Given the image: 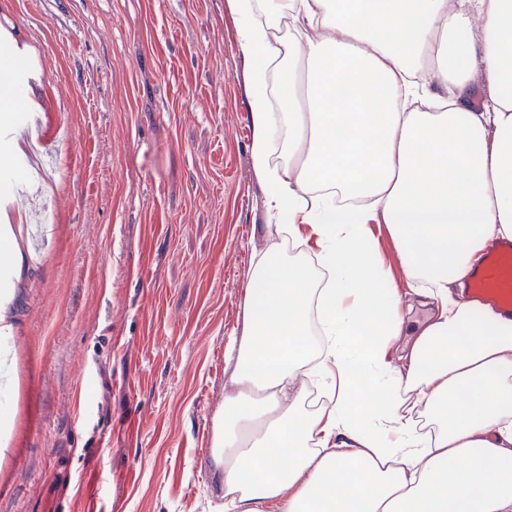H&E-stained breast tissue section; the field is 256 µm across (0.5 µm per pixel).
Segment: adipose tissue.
Returning a JSON list of instances; mask_svg holds the SVG:
<instances>
[{"instance_id":"obj_1","label":"adipose tissue","mask_w":512,"mask_h":512,"mask_svg":"<svg viewBox=\"0 0 512 512\" xmlns=\"http://www.w3.org/2000/svg\"><path fill=\"white\" fill-rule=\"evenodd\" d=\"M226 5L267 230L312 225L328 273L276 246L246 271L212 435L226 512H512V319L462 297L512 239V0ZM375 224L436 303L397 369ZM299 375L324 407L290 399Z\"/></svg>"}]
</instances>
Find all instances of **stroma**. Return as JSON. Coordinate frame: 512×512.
<instances>
[{
    "instance_id": "35a3bbf8",
    "label": "stroma",
    "mask_w": 512,
    "mask_h": 512,
    "mask_svg": "<svg viewBox=\"0 0 512 512\" xmlns=\"http://www.w3.org/2000/svg\"><path fill=\"white\" fill-rule=\"evenodd\" d=\"M0 46L23 97L0 111L20 256L0 512H84L91 475L94 512H224L225 347L272 244L235 20L225 0H0ZM371 230L415 336L430 310Z\"/></svg>"
}]
</instances>
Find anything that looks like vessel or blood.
I'll list each match as a JSON object with an SVG mask.
<instances>
[{
    "instance_id": "1",
    "label": "vessel or blood",
    "mask_w": 512,
    "mask_h": 512,
    "mask_svg": "<svg viewBox=\"0 0 512 512\" xmlns=\"http://www.w3.org/2000/svg\"><path fill=\"white\" fill-rule=\"evenodd\" d=\"M468 294L512 315V242L498 244L485 253Z\"/></svg>"
}]
</instances>
